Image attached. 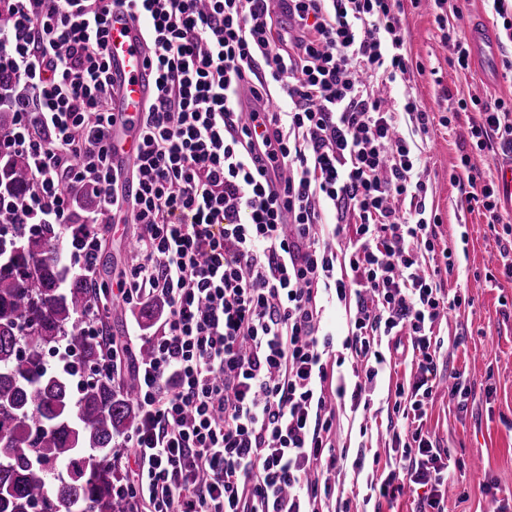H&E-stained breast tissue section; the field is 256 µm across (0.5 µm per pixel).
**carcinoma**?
<instances>
[{"label":"carcinoma","instance_id":"carcinoma-1","mask_svg":"<svg viewBox=\"0 0 512 512\" xmlns=\"http://www.w3.org/2000/svg\"><path fill=\"white\" fill-rule=\"evenodd\" d=\"M30 189L27 157L1 153L0 512H131L115 442L137 420L133 383H75L110 346L82 327L98 279L68 265L57 226L13 223ZM62 340L75 360L50 370L45 352Z\"/></svg>","mask_w":512,"mask_h":512}]
</instances>
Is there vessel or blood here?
Returning <instances> with one entry per match:
<instances>
[{
	"mask_svg": "<svg viewBox=\"0 0 512 512\" xmlns=\"http://www.w3.org/2000/svg\"><path fill=\"white\" fill-rule=\"evenodd\" d=\"M108 61L112 84V160L117 165L132 163L138 144V116L156 93L157 73L149 60V49L138 23L123 10L113 11L109 20ZM469 38L486 70H493L496 50L487 33L472 27Z\"/></svg>",
	"mask_w": 512,
	"mask_h": 512,
	"instance_id": "obj_1",
	"label": "vessel or blood"
}]
</instances>
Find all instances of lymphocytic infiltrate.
I'll return each mask as SVG.
<instances>
[{
	"mask_svg": "<svg viewBox=\"0 0 512 512\" xmlns=\"http://www.w3.org/2000/svg\"><path fill=\"white\" fill-rule=\"evenodd\" d=\"M0 0V71L27 103L0 150L26 154L32 191L23 224L69 229L91 191L71 253L89 271L97 227L123 217L137 252L113 297L168 306L136 360L140 418L121 493L152 512H325L323 484L342 471L331 451L330 400L369 398L386 356L412 350L413 382L396 384L409 417L398 458L372 491L422 490L420 512H445L449 449L423 430L437 389L436 327L448 310L440 219L426 203L416 142L477 113L453 182L460 206L504 223L501 190L472 153L512 155V100L452 97L435 115L378 89L424 73L405 48L398 0ZM467 0H433L448 62L471 68L458 24ZM124 8L152 49L157 93L140 114V144L121 186L112 163L107 17ZM267 103L256 135L237 110L241 79ZM443 266H427L426 255ZM348 314L351 379L327 388L329 304Z\"/></svg>",
	"mask_w": 512,
	"mask_h": 512,
	"instance_id": "1",
	"label": "lymphocytic infiltrate"
}]
</instances>
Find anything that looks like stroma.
<instances>
[{"mask_svg":"<svg viewBox=\"0 0 512 512\" xmlns=\"http://www.w3.org/2000/svg\"><path fill=\"white\" fill-rule=\"evenodd\" d=\"M405 46L425 75L386 87L391 99L411 95L425 109L446 108L449 95L512 99V80L497 77L487 84L478 70L464 74L448 63L449 49L440 42L431 0L412 4L401 0ZM472 113L462 114L454 128L433 125L418 145L427 161V202L437 210L443 245L453 252L455 266L445 277L449 294L461 296L459 309L450 312L437 334L441 343L438 377L441 386L427 410L423 428L451 449L455 460L445 489L447 512H491L494 501L512 500V279L502 273L500 245L481 214L460 208V188L450 174L465 148L464 131ZM128 224L99 227L100 260L111 261L115 273L129 265ZM324 330L332 336L328 375L347 372L344 309L328 307ZM410 364H401L379 380L370 410L339 412L338 443L348 460L363 458L361 472L348 473L351 512H365L366 483L379 479L394 453L392 427L397 422L388 392L410 378ZM459 382L469 390L465 405L448 397V386ZM494 494H486L484 484Z\"/></svg>","mask_w":512,"mask_h":512,"instance_id":"obj_1","label":"stroma"}]
</instances>
